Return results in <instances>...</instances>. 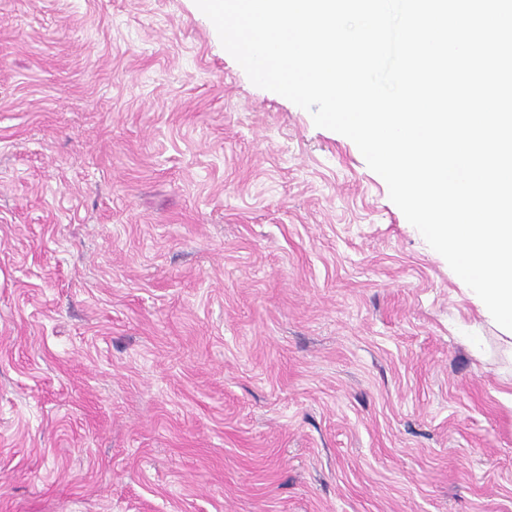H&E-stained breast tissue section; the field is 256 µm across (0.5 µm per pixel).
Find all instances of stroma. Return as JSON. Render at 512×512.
I'll return each mask as SVG.
<instances>
[{
  "label": "stroma",
  "instance_id": "1",
  "mask_svg": "<svg viewBox=\"0 0 512 512\" xmlns=\"http://www.w3.org/2000/svg\"><path fill=\"white\" fill-rule=\"evenodd\" d=\"M0 512H512V350L195 0H0Z\"/></svg>",
  "mask_w": 512,
  "mask_h": 512
}]
</instances>
